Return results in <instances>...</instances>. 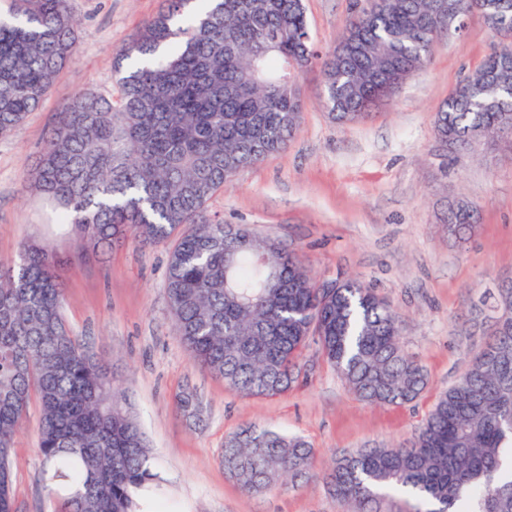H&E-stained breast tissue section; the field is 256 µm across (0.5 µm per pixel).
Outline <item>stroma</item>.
I'll return each mask as SVG.
<instances>
[{
    "instance_id": "35a3bbf8",
    "label": "stroma",
    "mask_w": 512,
    "mask_h": 512,
    "mask_svg": "<svg viewBox=\"0 0 512 512\" xmlns=\"http://www.w3.org/2000/svg\"><path fill=\"white\" fill-rule=\"evenodd\" d=\"M304 4L327 53L365 0ZM164 7L165 0H71L74 60L38 109L0 137V261L45 245L66 268V323L111 360L145 433L158 476L143 492L151 512H350L319 481L243 492L221 463L224 442L248 427L297 435L320 470L339 452L403 444L482 347L488 323L474 306L493 283L512 279V148L455 154L439 143L434 117L494 38L470 13L459 32L433 42L425 66L392 98L345 122L323 104L321 71H305L301 124L287 148L238 172L206 205L225 223L299 252L316 279L356 277L387 298L427 388L405 405L365 404L311 341L300 361L306 375L291 391L245 396L202 371L179 341L165 291L169 244L143 248L130 238L104 254L77 253L73 232L49 223L51 202L27 180L61 104L88 88L112 94L117 52ZM460 199L478 208L462 243L445 222L449 203ZM188 392L198 398L190 414L179 408ZM37 423L30 413L11 448L16 512L58 509L41 480Z\"/></svg>"
}]
</instances>
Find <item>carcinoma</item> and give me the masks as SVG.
<instances>
[{
    "label": "carcinoma",
    "mask_w": 512,
    "mask_h": 512,
    "mask_svg": "<svg viewBox=\"0 0 512 512\" xmlns=\"http://www.w3.org/2000/svg\"><path fill=\"white\" fill-rule=\"evenodd\" d=\"M0 18V136L40 105L78 42L69 0H12ZM193 0L167 8L119 53L117 95L79 91L62 105L30 178L81 245L133 237L152 246L177 236L165 288L177 337L200 367L246 396L287 393L309 339L370 405H403L427 386L401 346L391 304L353 279L327 293L304 258L251 230L224 239L208 200L237 172L283 149L303 111L286 68L318 66L336 119L360 117L392 96L448 33L435 0H370L351 15L330 53L311 38L303 0ZM501 0H477L492 32L512 28ZM134 57L137 64L122 70ZM436 136L456 150L479 138L512 141V41L494 44L436 113ZM459 237L474 229L465 201L448 211ZM288 284L277 288L273 277ZM66 271L45 246L0 262V512H15L9 451L39 409L37 449L46 485L65 490L60 512H138L156 479L150 450L114 378L67 328ZM506 316L456 382L437 398L406 445L336 457L323 474L353 512H381L389 491H408L426 512H512V283L484 296ZM240 488L260 493L286 478L308 481L313 452L297 437L247 428L221 456Z\"/></svg>",
    "instance_id": "carcinoma-1"
}]
</instances>
